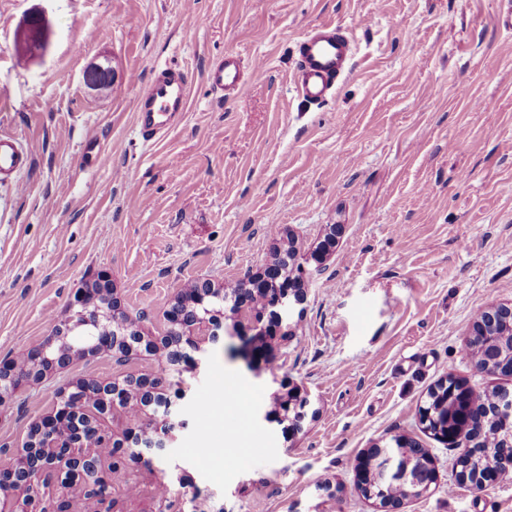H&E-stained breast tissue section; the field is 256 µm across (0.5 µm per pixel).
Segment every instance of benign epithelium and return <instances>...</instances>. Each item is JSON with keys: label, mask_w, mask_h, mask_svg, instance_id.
<instances>
[{"label": "benign epithelium", "mask_w": 512, "mask_h": 512, "mask_svg": "<svg viewBox=\"0 0 512 512\" xmlns=\"http://www.w3.org/2000/svg\"><path fill=\"white\" fill-rule=\"evenodd\" d=\"M114 72L109 58L93 64L83 74L85 85L91 90H104L112 85ZM283 275L276 263H271L250 279V287L241 291L237 312L230 334L242 341L243 352L259 361L266 349L256 348L250 341L252 334H262L261 323L265 312L273 314L277 324L290 315L294 305L304 299L299 278L282 284V292L275 301L262 308L258 301L266 286ZM224 295V283L200 279L180 289L166 309V329L160 336H148L140 329L124 325L122 300L110 277L101 274L89 286L79 289L70 304L67 320L56 326L54 340L30 349L25 362L17 358L0 361V404L18 390L41 382L47 376L68 367L76 358L100 355H129L142 346L150 354H164L175 366L184 361V346L202 351V346L215 344L224 332V322L217 312L206 307L212 299ZM503 327L504 336L512 335V305L501 304L486 308L474 320L470 337L486 341L485 347H472L478 368L512 376V342L509 345L495 340L497 329ZM136 395L140 414L155 406L148 424L135 435L127 448L114 439L112 427L114 412ZM457 416L464 417L472 438L462 439L453 427L446 426L445 441L458 449L453 463L455 479L469 482L463 468L464 454L494 456L497 470L476 476L473 485L512 472V441L497 447L482 441L485 425L494 414H508L512 418V392L504 394L495 412L472 414L469 399L475 391L459 383L452 387ZM187 427V420L171 409L165 397V388L145 375L126 376L122 380L79 379L58 389L51 409L38 416L31 424L33 438L17 452L12 462L0 467V512H70L63 490L80 485L86 495L99 505L95 512H112V472L99 457L98 449L107 448L112 456L127 462L139 460L146 464L154 459L168 457L175 432ZM416 474L415 488L426 493L437 481V471L431 455H401L395 450L380 452L369 458L364 454L356 468L358 488L375 485L379 512H402L404 504L387 496V488L408 481Z\"/></svg>", "instance_id": "1"}]
</instances>
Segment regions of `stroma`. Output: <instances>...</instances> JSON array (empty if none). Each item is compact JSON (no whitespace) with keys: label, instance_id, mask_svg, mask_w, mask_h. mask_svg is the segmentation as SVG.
<instances>
[{"label":"stroma","instance_id":"stroma-1","mask_svg":"<svg viewBox=\"0 0 512 512\" xmlns=\"http://www.w3.org/2000/svg\"><path fill=\"white\" fill-rule=\"evenodd\" d=\"M512 0H0V135L33 149L0 181V359L46 342L77 289L106 273L153 333L200 278L245 282L294 240L306 297L269 363L205 345L168 384L186 429L136 464L141 493L112 512H377L355 467L394 436L419 441L438 480L404 512H512V482L456 483L455 448L425 433L436 383L512 390L468 344L485 307L512 303ZM334 22L349 75L325 104L292 84L295 44ZM265 64L227 101L205 80L225 51ZM112 61L109 89L85 69ZM191 75L183 122L142 138L134 102L154 65ZM494 106L482 111L477 101ZM325 261L311 262L333 226ZM149 356L79 358L0 407V465L75 378L153 374ZM234 389H225V381ZM299 427L265 420L283 388ZM163 500L153 497L157 482Z\"/></svg>","mask_w":512,"mask_h":512}]
</instances>
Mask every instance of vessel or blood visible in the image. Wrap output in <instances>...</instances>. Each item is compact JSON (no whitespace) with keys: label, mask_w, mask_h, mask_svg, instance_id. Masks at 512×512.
Returning a JSON list of instances; mask_svg holds the SVG:
<instances>
[{"label":"vessel or blood","mask_w":512,"mask_h":512,"mask_svg":"<svg viewBox=\"0 0 512 512\" xmlns=\"http://www.w3.org/2000/svg\"><path fill=\"white\" fill-rule=\"evenodd\" d=\"M354 42L341 26L325 23L299 44L293 83L297 94L311 104L332 98L337 83L351 70ZM260 63L244 67L241 57L229 52L206 71L209 86L232 97L246 75L263 74ZM190 78L182 68L165 66L154 71L135 103L137 126L143 136L165 134L186 112ZM33 150L12 137H0V177L13 178L29 168Z\"/></svg>","instance_id":"b4317fda"}]
</instances>
